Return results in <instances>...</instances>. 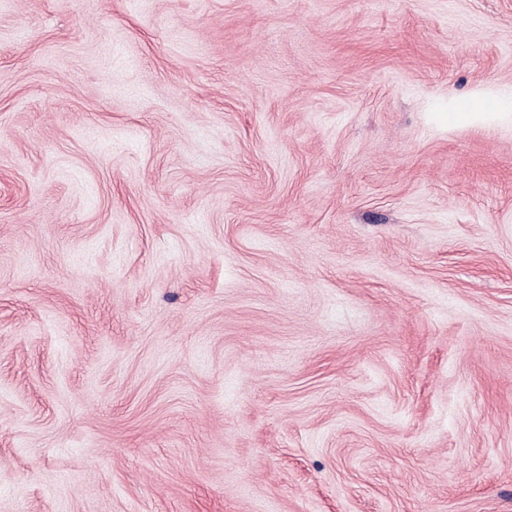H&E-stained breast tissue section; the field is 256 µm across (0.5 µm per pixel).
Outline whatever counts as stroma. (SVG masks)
<instances>
[{"mask_svg": "<svg viewBox=\"0 0 512 512\" xmlns=\"http://www.w3.org/2000/svg\"><path fill=\"white\" fill-rule=\"evenodd\" d=\"M0 512H512V0H0Z\"/></svg>", "mask_w": 512, "mask_h": 512, "instance_id": "1", "label": "stroma"}]
</instances>
